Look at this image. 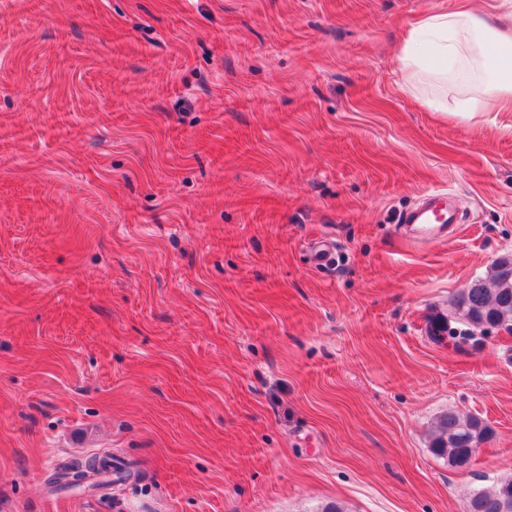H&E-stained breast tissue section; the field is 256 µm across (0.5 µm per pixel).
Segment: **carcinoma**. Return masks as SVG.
Listing matches in <instances>:
<instances>
[{
  "instance_id": "cac0c4a2",
  "label": "carcinoma",
  "mask_w": 512,
  "mask_h": 512,
  "mask_svg": "<svg viewBox=\"0 0 512 512\" xmlns=\"http://www.w3.org/2000/svg\"><path fill=\"white\" fill-rule=\"evenodd\" d=\"M450 307L455 317L484 333L500 328L512 330V257L499 258L490 273L454 294ZM432 334L437 342L448 339L457 347L473 336L468 330L452 327L447 318L434 323ZM492 437L493 430L482 418L461 416L450 410L437 418L430 452L448 466L462 469L470 465L476 448ZM466 512H512V478L474 491Z\"/></svg>"
}]
</instances>
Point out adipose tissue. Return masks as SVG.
Returning <instances> with one entry per match:
<instances>
[{"label": "adipose tissue", "mask_w": 512, "mask_h": 512, "mask_svg": "<svg viewBox=\"0 0 512 512\" xmlns=\"http://www.w3.org/2000/svg\"><path fill=\"white\" fill-rule=\"evenodd\" d=\"M480 54L484 80L467 96L431 97L424 106L470 118L479 112H512V30L499 27L498 15L461 7L417 17L399 49L404 89L425 79L445 82L453 66Z\"/></svg>", "instance_id": "adipose-tissue-1"}]
</instances>
